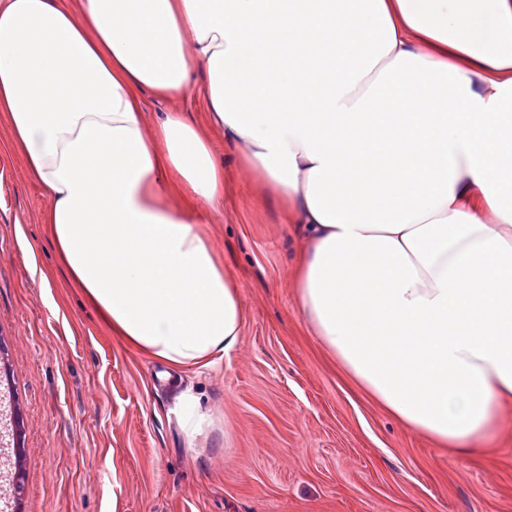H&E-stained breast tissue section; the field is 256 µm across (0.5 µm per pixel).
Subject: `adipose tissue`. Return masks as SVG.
Returning a JSON list of instances; mask_svg holds the SVG:
<instances>
[{"label":"adipose tissue","instance_id":"adipose-tissue-1","mask_svg":"<svg viewBox=\"0 0 512 512\" xmlns=\"http://www.w3.org/2000/svg\"><path fill=\"white\" fill-rule=\"evenodd\" d=\"M206 74L204 124L166 112ZM0 120L70 278L178 369L231 350L208 130L302 241L297 304L346 378L462 451L512 405V0H0Z\"/></svg>","mask_w":512,"mask_h":512}]
</instances>
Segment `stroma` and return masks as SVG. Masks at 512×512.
Segmentation results:
<instances>
[{
  "label": "stroma",
  "mask_w": 512,
  "mask_h": 512,
  "mask_svg": "<svg viewBox=\"0 0 512 512\" xmlns=\"http://www.w3.org/2000/svg\"><path fill=\"white\" fill-rule=\"evenodd\" d=\"M225 160L207 230L245 282L239 340L175 370L126 345L61 266L47 200L0 123V375L20 422L14 512H512V408L490 447L451 453L359 392L302 326L296 240L275 197ZM199 396L214 426L188 444L175 407Z\"/></svg>",
  "instance_id": "35a3bbf8"
}]
</instances>
